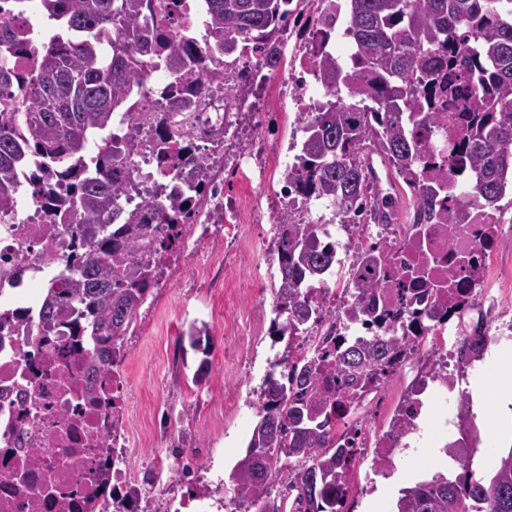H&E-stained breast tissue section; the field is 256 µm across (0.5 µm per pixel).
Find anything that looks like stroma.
<instances>
[{"label":"stroma","instance_id":"35a3bbf8","mask_svg":"<svg viewBox=\"0 0 512 512\" xmlns=\"http://www.w3.org/2000/svg\"><path fill=\"white\" fill-rule=\"evenodd\" d=\"M262 112L259 133L276 150L294 157L301 142L297 128V106L292 98L280 96L259 101ZM275 235L272 224H259L250 238L239 241L235 259L236 277L225 281L224 267L211 264L203 254L184 253L178 258L167 287L155 289L142 306L136 323L124 341L121 362L126 376L127 419L124 431L135 444L131 466L149 474L157 459L175 465L174 448H192L197 463L198 487L214 488L219 477L229 472L244 455L257 420L256 389L269 369L275 352L283 344L273 343L267 329L247 341L226 335L224 318L233 310L232 296L261 295L272 302L271 288L260 286L256 269L267 266L260 242ZM202 328V350L178 347L190 326ZM245 354H238L239 343ZM204 368V384L194 385L196 368ZM512 376L502 370L495 352L468 372L467 390H480L488 409H495V396ZM469 435L475 449L473 469L490 476L495 457L512 449V437L496 428L471 424ZM442 431L430 430L427 446L418 458L399 455L394 460L398 480L411 486L440 471Z\"/></svg>","mask_w":512,"mask_h":512}]
</instances>
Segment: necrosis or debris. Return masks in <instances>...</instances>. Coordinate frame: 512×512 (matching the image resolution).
<instances>
[{
	"instance_id": "1",
	"label": "necrosis or debris",
	"mask_w": 512,
	"mask_h": 512,
	"mask_svg": "<svg viewBox=\"0 0 512 512\" xmlns=\"http://www.w3.org/2000/svg\"><path fill=\"white\" fill-rule=\"evenodd\" d=\"M243 60L256 73L253 82L241 84L244 94L255 99L289 95L300 114H307L305 76L314 70L308 58H300L295 69L280 62L274 84L265 76L258 54L244 50ZM228 118L224 95L217 92L197 113L193 129L203 139ZM229 119L239 135L224 146V172L237 191L216 196L204 208H193L196 228H221L228 243L248 237L254 225L265 221L313 224L319 234H326L329 204L289 194L278 177L279 153L256 134L259 113L241 112ZM124 164L137 185L124 199L130 211L141 194L162 183L151 127L140 128L125 151ZM251 171L259 174L260 181L254 195L247 196L238 188ZM16 182L15 209L0 218V256L15 261L14 276L0 281V306L15 307L24 316L11 333L0 336V512H86V498L94 492L101 471L112 476L102 512H130L134 502L129 490L135 475L127 457L132 443L112 428L114 419L126 413L124 374L93 379L88 367L71 354L59 358L55 374L46 378L39 374L40 360L32 356L40 338L29 318L35 307L28 293L61 277L64 268L57 259L74 254L76 245L45 222L43 202L26 191L27 172H19ZM509 230L511 213L476 206L465 224H368L360 233L335 239L338 274L317 291L327 309L337 311L353 303L360 274L368 259L376 256L393 283L374 292V306L391 321L417 319L407 339L412 352L393 356L389 382L369 390L366 404L345 405L334 416L337 445L355 451L351 487L368 481L366 461L388 471L399 451L425 447L428 424L443 430L453 448L466 447V440L455 435V408L462 396L456 387L462 372L458 348L475 325L468 312L491 313L499 308L503 294L512 291V264L503 262L499 246L501 234ZM417 269L426 273L430 291L402 306L394 284L408 280ZM450 284L460 289V306H448L434 294ZM91 383L102 390L107 404L80 399V391Z\"/></svg>"
}]
</instances>
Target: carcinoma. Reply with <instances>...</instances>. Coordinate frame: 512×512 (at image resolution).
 I'll return each instance as SVG.
<instances>
[{
    "mask_svg": "<svg viewBox=\"0 0 512 512\" xmlns=\"http://www.w3.org/2000/svg\"><path fill=\"white\" fill-rule=\"evenodd\" d=\"M202 39L163 36L152 0H41L57 31L48 41L0 19V214L14 210L15 172L34 161L33 191L48 215L63 216L60 232L79 241L67 260L63 287L45 288L37 329L62 336L104 372L120 363L125 337L167 265L180 252L182 215L201 203L209 183L189 127L175 131L165 113H144L160 167L176 170L166 194L145 201L122 224L105 221L126 192L125 148L112 144V115L149 91L154 58L165 56L169 93L178 112H196L212 83L224 102L238 98L224 83V58L252 45L277 67L293 0H204ZM344 35L354 52L342 65L326 50L342 5L329 0L309 52L326 101L309 113L304 137L283 180L295 194L325 198L346 229L393 224L395 202L376 188L368 156L376 155L410 191L406 223L464 224L468 207L499 208L512 186V0H348ZM31 53L40 66L26 74L13 59ZM448 112V131L438 113ZM100 136L88 153L91 134ZM446 139L435 154L428 136ZM472 173L450 200L436 179V161ZM311 224H279L278 281L269 334L286 342L260 385L257 421L245 455L217 484L230 491L234 512H280L272 489L288 473L294 512H340L348 495L352 450L336 447L331 417L359 388L390 378L387 355L406 344L375 333L346 342L348 321L368 313L323 311L311 284H325L335 250L313 240ZM323 324L313 357L292 362L294 341ZM460 473L442 472L401 490L396 512H512V448L496 458L490 478L476 477L470 457L454 456Z\"/></svg>",
    "mask_w": 512,
    "mask_h": 512,
    "instance_id": "carcinoma-1",
    "label": "carcinoma"
}]
</instances>
